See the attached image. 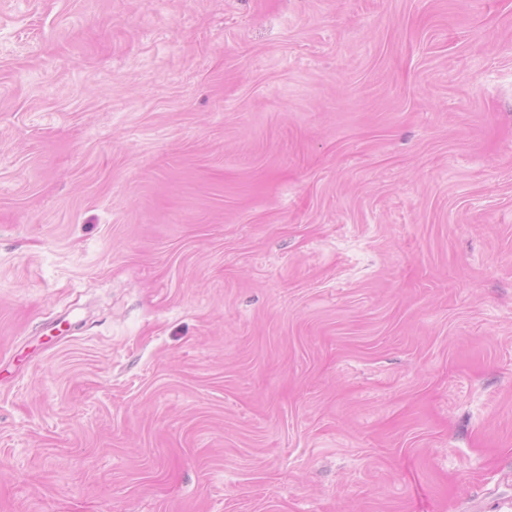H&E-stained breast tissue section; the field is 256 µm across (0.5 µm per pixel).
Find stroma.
<instances>
[{"instance_id":"1","label":"stroma","mask_w":512,"mask_h":512,"mask_svg":"<svg viewBox=\"0 0 512 512\" xmlns=\"http://www.w3.org/2000/svg\"><path fill=\"white\" fill-rule=\"evenodd\" d=\"M0 512H512V0H0Z\"/></svg>"}]
</instances>
